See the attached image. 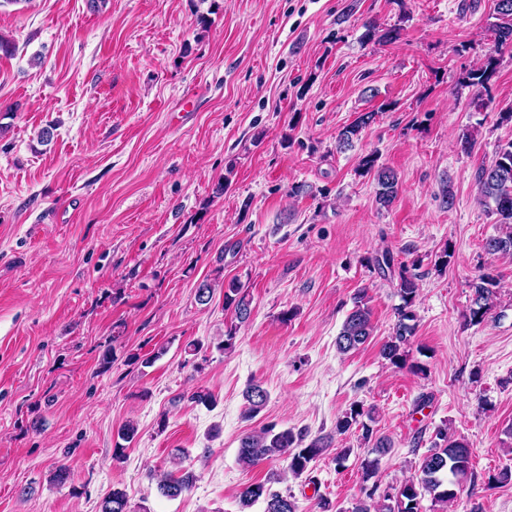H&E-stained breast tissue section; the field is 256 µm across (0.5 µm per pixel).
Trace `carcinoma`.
<instances>
[{
	"instance_id": "obj_1",
	"label": "carcinoma",
	"mask_w": 512,
	"mask_h": 512,
	"mask_svg": "<svg viewBox=\"0 0 512 512\" xmlns=\"http://www.w3.org/2000/svg\"><path fill=\"white\" fill-rule=\"evenodd\" d=\"M497 22L493 24L496 44L500 49L512 47V0H496ZM363 39L377 43H393L399 39L396 28L381 29L373 23L366 24ZM497 60L490 56L479 66L472 68L459 78L458 83L477 90H488V84L496 71ZM375 119L373 112H361L349 125L339 131L337 145L339 149L353 146L361 132ZM357 171L372 175L377 186L376 201L387 208L397 198L399 177L389 168L377 164L372 153L360 158ZM477 182L481 202L496 216L499 224L498 234L486 239L484 249L492 255L512 256V142L500 147L489 165L482 166L477 172ZM497 280L489 273L477 276L472 283V298L468 318L472 324L482 323L497 298ZM397 293L401 304L395 308L396 323L393 331L382 345L381 355L395 366L405 363V349L413 336L414 313L412 307L418 296L417 276L404 264L399 265ZM224 307L234 309L239 322L247 321L251 315L250 300L242 287L230 281L224 287ZM373 334L371 312L366 301V290L361 289L354 297V307L346 316L342 328L336 337L337 349L342 353L359 348ZM249 403L248 414L259 412L268 400V392L257 384L249 386L245 392ZM372 418L371 411L353 404L336 421V433L343 435L354 426L362 427V439L373 443L379 454H385L391 448V440L386 436L373 437V429L362 421ZM307 434L285 428L276 429L268 424L258 430L248 432L240 439L238 461L245 467H251L262 460L284 459L287 470L295 477L309 471L311 462L323 456L331 448L333 436L319 435L305 442ZM379 459H367L363 463L362 487L364 497L360 498L352 512H420L421 500L430 495L432 502L438 504L441 512L455 505L457 492L455 487L471 474L472 452L462 439L448 434V429L439 427L434 431L431 448L421 456L416 465L415 477L405 481L394 495L377 494ZM194 475L187 473L178 478L165 474L158 481L161 493L176 498L190 490ZM278 481L277 475L269 477L268 483L246 486L239 495L241 507L246 509L261 500L265 504L264 512H297L296 502L291 495H284L272 489L270 483ZM100 512H131L126 494L113 490L101 503Z\"/></svg>"
}]
</instances>
